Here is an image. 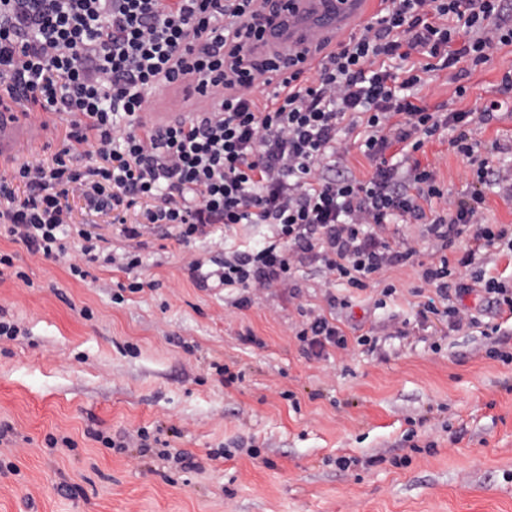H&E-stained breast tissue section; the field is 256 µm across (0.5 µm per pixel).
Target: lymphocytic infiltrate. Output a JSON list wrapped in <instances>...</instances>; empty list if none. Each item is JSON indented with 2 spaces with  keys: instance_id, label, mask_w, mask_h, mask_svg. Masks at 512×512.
Segmentation results:
<instances>
[{
  "instance_id": "obj_1",
  "label": "lymphocytic infiltrate",
  "mask_w": 512,
  "mask_h": 512,
  "mask_svg": "<svg viewBox=\"0 0 512 512\" xmlns=\"http://www.w3.org/2000/svg\"><path fill=\"white\" fill-rule=\"evenodd\" d=\"M385 2L359 36L323 55L314 85L305 86V54L263 59L250 52L271 0H0V94L22 91L26 103L67 114L71 127L51 163L23 162L12 177L0 176V223L30 252L56 258L76 246L86 256L88 225L61 238L68 196L119 215L147 199L141 221L122 226L127 239L160 224L185 244L215 224L273 228L261 251L225 259L224 287L290 291L295 269L313 261L361 290L369 275L416 255L411 241L383 236L393 217L407 215L429 219L443 248L461 250L454 263L470 267L479 249L503 237L477 223L483 194L427 217L420 198L443 195L433 173L415 164L401 181L381 156L395 145L420 150L448 125L459 130L457 152L475 158L470 113L441 117L409 93L425 83L432 59L447 68L463 60L477 66L492 42L511 45L512 0ZM414 51L430 63L408 66L401 80L386 69L387 60L407 63ZM269 72L281 74V86L261 105L253 88ZM172 85L218 101L172 125L140 124L151 96ZM346 120L364 127V153L380 160L369 179L336 169ZM83 144L95 164H85ZM16 180L25 183V197L16 195ZM298 337L317 358L346 344L320 315Z\"/></svg>"
}]
</instances>
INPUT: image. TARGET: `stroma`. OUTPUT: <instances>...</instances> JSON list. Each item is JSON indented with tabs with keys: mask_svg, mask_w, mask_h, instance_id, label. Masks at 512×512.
Returning a JSON list of instances; mask_svg holds the SVG:
<instances>
[{
	"mask_svg": "<svg viewBox=\"0 0 512 512\" xmlns=\"http://www.w3.org/2000/svg\"><path fill=\"white\" fill-rule=\"evenodd\" d=\"M487 55L476 68L461 62L459 78L433 72L419 96L433 112L503 99L493 120L471 127L500 180L479 185L448 128L413 158L444 199L482 189L480 222L512 233V90L502 84L512 45ZM33 114L45 137L15 161H50L66 142L65 115ZM69 204L75 223L100 234L97 252L140 264L84 263L82 279L69 269L80 254L30 253L0 226V254L13 259L0 266V318L18 328L0 340V424L11 427L0 438V512H512V312L481 288L455 290L474 272L512 289L506 246L479 251L443 293L421 272L456 261L454 250L430 225L392 224L388 237L412 239L418 253L368 288L307 262L294 274L296 300L266 288L241 308L244 294L214 272L225 244L259 251L270 226L218 224L187 245L165 233L136 241L112 215ZM133 281L141 291L128 292ZM453 307L473 325L451 327ZM318 315L347 348L306 355L296 333Z\"/></svg>",
	"mask_w": 512,
	"mask_h": 512,
	"instance_id": "1",
	"label": "stroma"
}]
</instances>
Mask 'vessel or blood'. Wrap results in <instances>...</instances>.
I'll use <instances>...</instances> for the list:
<instances>
[{"label": "vessel or blood", "instance_id": "b4317fda", "mask_svg": "<svg viewBox=\"0 0 512 512\" xmlns=\"http://www.w3.org/2000/svg\"><path fill=\"white\" fill-rule=\"evenodd\" d=\"M360 0H294L292 8L278 11L266 27L264 38L252 46L254 54L285 57L313 49L331 39L339 26L352 22L359 12ZM209 98H192L184 90L169 88L155 111L142 115L144 123L164 126L187 114L207 112ZM41 125L17 117L13 112L0 113V158L12 154L18 146L43 139Z\"/></svg>", "mask_w": 512, "mask_h": 512}]
</instances>
